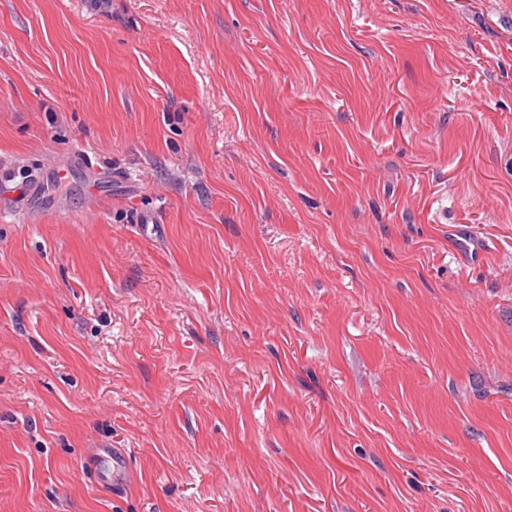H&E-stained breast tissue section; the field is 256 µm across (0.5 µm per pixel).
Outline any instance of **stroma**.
Returning a JSON list of instances; mask_svg holds the SVG:
<instances>
[{"label": "stroma", "instance_id": "obj_1", "mask_svg": "<svg viewBox=\"0 0 512 512\" xmlns=\"http://www.w3.org/2000/svg\"><path fill=\"white\" fill-rule=\"evenodd\" d=\"M2 174L0 512H512V0H0ZM108 460L112 463V482L123 480L124 460L120 450L115 448H98L91 459L86 461L89 468L98 467L101 460Z\"/></svg>", "mask_w": 512, "mask_h": 512}]
</instances>
